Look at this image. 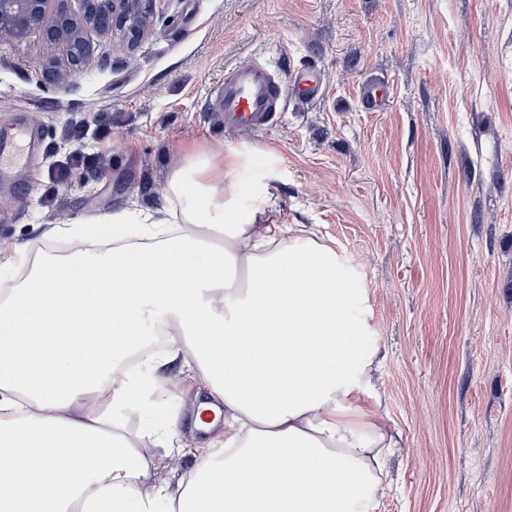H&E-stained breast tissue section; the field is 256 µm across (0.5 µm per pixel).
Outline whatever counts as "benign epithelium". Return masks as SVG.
I'll use <instances>...</instances> for the list:
<instances>
[{"label":"benign epithelium","mask_w":512,"mask_h":512,"mask_svg":"<svg viewBox=\"0 0 512 512\" xmlns=\"http://www.w3.org/2000/svg\"><path fill=\"white\" fill-rule=\"evenodd\" d=\"M153 0H81L80 11L69 0H0V36L22 38L32 30L65 62L62 77L84 73L89 45L87 32L120 34L133 43L145 32Z\"/></svg>","instance_id":"benign-epithelium-1"}]
</instances>
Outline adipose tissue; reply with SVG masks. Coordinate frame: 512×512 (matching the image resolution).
Returning <instances> with one entry per match:
<instances>
[{"label":"adipose tissue","instance_id":"adipose-tissue-1","mask_svg":"<svg viewBox=\"0 0 512 512\" xmlns=\"http://www.w3.org/2000/svg\"><path fill=\"white\" fill-rule=\"evenodd\" d=\"M239 165L190 155L166 206L141 215L149 243L0 282V454H15L0 512H374L397 441L356 402L377 356L366 299L341 255L278 224L265 195L240 205ZM149 303L231 430L175 496L104 414L141 407L143 381L160 379L154 356L107 374L142 351Z\"/></svg>","mask_w":512,"mask_h":512}]
</instances>
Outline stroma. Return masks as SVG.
Returning <instances> with one entry per match:
<instances>
[{"label":"stroma","instance_id":"1","mask_svg":"<svg viewBox=\"0 0 512 512\" xmlns=\"http://www.w3.org/2000/svg\"><path fill=\"white\" fill-rule=\"evenodd\" d=\"M149 24L132 47L90 33L68 82L46 79L40 31L0 41V139L17 121L43 136L29 170L0 178V252L26 259L0 278L71 257L72 225L161 208L189 152L239 154L242 204L266 193L367 297L378 362L359 401L398 441L376 512H512V0H155ZM248 60L319 71L322 100L261 131L225 127L209 91ZM368 79L389 87L386 111L364 109ZM76 150L92 168L51 183ZM158 389L168 423L120 406L112 420L176 494L193 447L223 455L224 428L195 431L183 360Z\"/></svg>","mask_w":512,"mask_h":512}]
</instances>
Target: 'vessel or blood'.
Instances as JSON below:
<instances>
[{"label":"vessel or blood","instance_id":"obj_1","mask_svg":"<svg viewBox=\"0 0 512 512\" xmlns=\"http://www.w3.org/2000/svg\"><path fill=\"white\" fill-rule=\"evenodd\" d=\"M322 95L320 80L310 72L299 70L283 77L260 62L248 61L225 73L223 83L212 90L209 105L214 111L223 113L225 124L254 131L273 125L287 110L289 102L308 105ZM386 97L385 85L364 84L362 104L366 110L380 111ZM30 138V131L19 127L9 140L0 142L1 172L29 166L26 146Z\"/></svg>","mask_w":512,"mask_h":512}]
</instances>
